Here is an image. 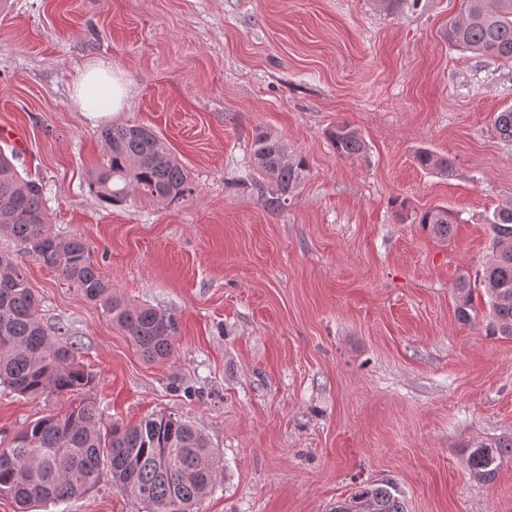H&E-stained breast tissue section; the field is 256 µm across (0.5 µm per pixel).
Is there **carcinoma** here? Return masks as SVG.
Segmentation results:
<instances>
[{
	"instance_id": "obj_1",
	"label": "carcinoma",
	"mask_w": 512,
	"mask_h": 512,
	"mask_svg": "<svg viewBox=\"0 0 512 512\" xmlns=\"http://www.w3.org/2000/svg\"><path fill=\"white\" fill-rule=\"evenodd\" d=\"M458 19L448 22V44L463 52L512 63V0H464ZM500 137L512 142V107L497 113ZM340 157L365 153L357 129L344 122L327 133ZM105 157L90 188L104 202L120 205L139 196L172 203L192 194L190 177L167 142L149 127L117 125L101 131ZM15 152L0 147V235L14 240L28 257L54 269L115 322L150 361L174 353L178 324L153 307L127 304L112 295V281L93 260L80 236L61 238L49 222L42 185L18 171ZM415 163L443 174L445 156L422 148ZM253 174L243 182L271 215H279L309 176L306 157L268 132L256 135L250 151ZM395 218L419 224L437 239L453 235L456 218L445 207L416 210L395 203ZM488 223L494 248L482 272L488 297L489 336L512 337V203L495 210ZM455 312L467 322L476 313L475 288L462 278L453 287ZM40 302L24 268L0 252V389L28 398L69 395V408L29 423L0 449V495L20 512L79 496L109 481L152 506V512H199L212 493L217 451L189 421L154 415L136 425L102 424L96 405L82 398L94 378L78 362L75 348L59 330L44 327ZM512 456V436L470 446L466 467L482 483L493 481L502 459ZM334 512H407L397 484L388 478L362 483Z\"/></svg>"
}]
</instances>
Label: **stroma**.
I'll return each instance as SVG.
<instances>
[{"mask_svg":"<svg viewBox=\"0 0 512 512\" xmlns=\"http://www.w3.org/2000/svg\"><path fill=\"white\" fill-rule=\"evenodd\" d=\"M463 0H9L0 11V126L50 222L82 236L113 291L179 323L173 356L147 361L56 271L0 236L50 328L66 327L107 424L191 421L222 469L201 512H331L363 481L394 479L408 512H512V457L482 484L477 441L512 435V338L488 305L457 319L452 286L479 284L487 222L512 202V66L449 45ZM104 60L126 106L94 119L74 77ZM357 128L366 151L327 138ZM112 125L163 137L194 193L102 203L88 187ZM274 132L310 176L281 215L236 188L251 141ZM448 156L450 175L414 162ZM445 206L440 241L394 203ZM68 397L0 391V448ZM43 512H149L103 483ZM328 139L339 157L359 156L365 153V142L357 129L349 123H340L327 133Z\"/></svg>","mask_w":512,"mask_h":512,"instance_id":"1","label":"stroma"}]
</instances>
